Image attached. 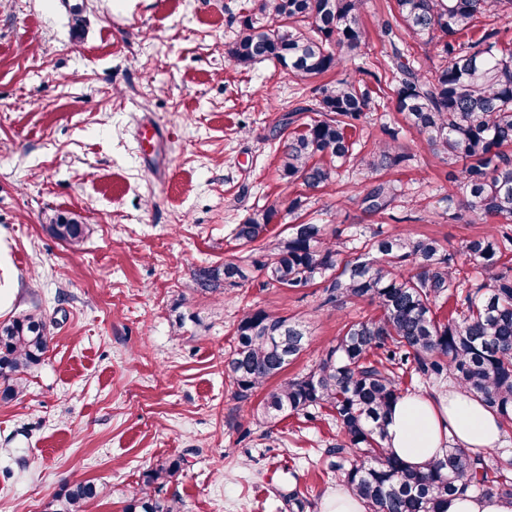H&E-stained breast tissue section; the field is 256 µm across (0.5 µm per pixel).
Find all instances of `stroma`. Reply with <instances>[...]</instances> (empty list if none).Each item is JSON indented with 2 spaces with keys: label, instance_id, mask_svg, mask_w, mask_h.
I'll use <instances>...</instances> for the list:
<instances>
[{
  "label": "stroma",
  "instance_id": "1",
  "mask_svg": "<svg viewBox=\"0 0 512 512\" xmlns=\"http://www.w3.org/2000/svg\"><path fill=\"white\" fill-rule=\"evenodd\" d=\"M393 0H366L368 37L335 71L390 78ZM257 0H0V323L29 312L51 322L44 361L25 390L0 401V512H44L65 483L102 489L85 512H125L145 470L182 458L160 487L182 512H278L301 492L322 512L339 479L329 410L258 419L224 370L244 310L303 320L310 346L286 377L307 372L346 323L376 307L325 306L320 287L264 285L200 293L194 274L246 255L232 230L260 207L270 227L324 225L337 246L357 234L411 232L452 252L481 225L448 211L456 165L404 132L411 154L391 171L399 196L364 212L366 174L326 192L278 171L276 124L302 130L297 79L262 62L233 65L240 16ZM82 25H75V18ZM165 132L148 146L151 126ZM305 203L287 214L290 199ZM58 214L86 225L76 245L54 238Z\"/></svg>",
  "mask_w": 512,
  "mask_h": 512
}]
</instances>
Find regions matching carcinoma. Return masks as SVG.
I'll list each match as a JSON object with an SVG mask.
<instances>
[{
  "label": "carcinoma",
  "instance_id": "obj_1",
  "mask_svg": "<svg viewBox=\"0 0 512 512\" xmlns=\"http://www.w3.org/2000/svg\"><path fill=\"white\" fill-rule=\"evenodd\" d=\"M363 5L364 0H263L262 18H239L230 60L238 66L269 61L303 82L338 70L367 37ZM492 6L512 17V0H395L408 38L440 47L438 65L429 76L414 68L409 49L396 43L397 34L386 25L392 78L377 81L376 92L349 79L313 88L312 105L293 111L317 112L319 118L298 132L288 131L289 119L279 123L280 176L320 191L353 162L373 179L361 206L373 214L387 210L394 186L382 173L410 157L400 130L386 128L385 137L364 145L349 131L389 94L405 124L434 155L463 162L448 208L468 214L474 224L490 219L512 224V44L494 33L468 37ZM278 216L276 207L267 206L236 225L235 239L250 254L198 271L199 291L213 292L221 281L240 286L255 270L279 288L320 284L323 304L334 308L365 300L379 315L346 324L309 372L268 390V382L306 349L308 332L301 320L264 308L247 310L225 360L237 399L247 402L265 391L257 408L265 420L329 409L342 434L330 449L339 458L331 468L342 474L365 512H446L448 497L466 490L512 498V457L452 446L443 457L412 467L385 445V422L405 394L400 388L405 374L425 383L450 378L512 429V233L488 224L462 246L460 263L439 240L413 233H374L361 241L362 252L349 254L327 240L322 224H290L287 236L273 239L269 224ZM49 231L77 244L85 225L56 217ZM467 264L481 267L486 280L472 282ZM441 299L455 303L443 321L435 312ZM50 340V324L39 314L0 324L1 401L23 393L22 373L44 360ZM180 470L179 458L148 469L144 487L125 512H180L177 500L152 493L153 485ZM99 494L93 482L74 480L46 512H84V504Z\"/></svg>",
  "mask_w": 512,
  "mask_h": 512
}]
</instances>
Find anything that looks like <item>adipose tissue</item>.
<instances>
[{
	"mask_svg": "<svg viewBox=\"0 0 512 512\" xmlns=\"http://www.w3.org/2000/svg\"><path fill=\"white\" fill-rule=\"evenodd\" d=\"M385 431L387 447L412 466L442 457L452 444L477 451L497 447L504 436L498 416L479 397L455 386L437 398L401 396Z\"/></svg>",
	"mask_w": 512,
	"mask_h": 512,
	"instance_id": "ef3b65f1",
	"label": "adipose tissue"
}]
</instances>
